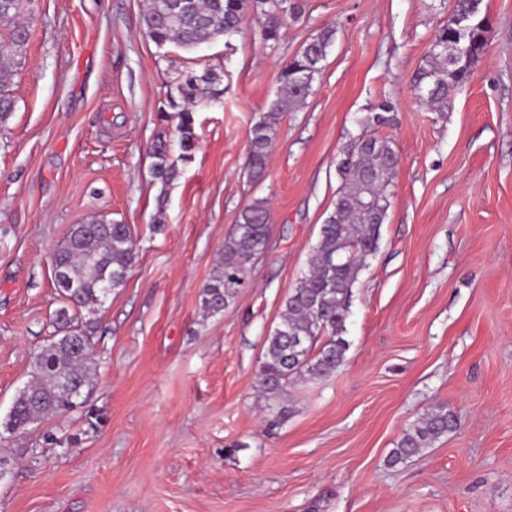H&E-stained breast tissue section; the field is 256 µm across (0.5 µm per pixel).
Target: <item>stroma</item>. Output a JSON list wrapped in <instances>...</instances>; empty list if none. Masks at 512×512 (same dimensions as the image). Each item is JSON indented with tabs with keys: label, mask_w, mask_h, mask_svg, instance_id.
Segmentation results:
<instances>
[{
	"label": "stroma",
	"mask_w": 512,
	"mask_h": 512,
	"mask_svg": "<svg viewBox=\"0 0 512 512\" xmlns=\"http://www.w3.org/2000/svg\"><path fill=\"white\" fill-rule=\"evenodd\" d=\"M452 5L306 0L278 41L250 20L196 52L145 36L147 0H35L0 125V419L55 333L49 254L93 216L130 225L138 250L124 287L80 318L99 424L78 410L0 436V512H512V0H482L485 53L432 112L411 80ZM327 24L313 90L251 180L250 130L278 72ZM209 66L224 94L197 109L193 158L162 186L147 150L161 137L179 155L169 99L180 72ZM382 106L377 134L400 165L352 290L346 362L289 384L269 426L265 339L333 209L341 150ZM256 198L269 249L229 308L204 315L202 286ZM439 405L456 430L387 466Z\"/></svg>",
	"instance_id": "35a3bbf8"
}]
</instances>
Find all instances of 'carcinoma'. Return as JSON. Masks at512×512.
<instances>
[{
	"label": "carcinoma",
	"mask_w": 512,
	"mask_h": 512,
	"mask_svg": "<svg viewBox=\"0 0 512 512\" xmlns=\"http://www.w3.org/2000/svg\"><path fill=\"white\" fill-rule=\"evenodd\" d=\"M32 2L0 0V29L6 31V37L0 38L1 124L15 109L8 77L30 38L29 26L22 18ZM303 13L302 0H149L142 23L145 35L157 47L194 50L202 41L239 32L251 15L259 18L264 39L277 41L287 21L296 22ZM460 15L469 16L468 30L460 34L450 23L439 28L424 65L412 79L417 98L433 112L447 111L448 95L472 80L487 45V19L473 9L472 0H453L448 19ZM334 35L333 27L322 28L279 72V93L250 131L251 176L259 178L264 173L280 115L295 111L309 96ZM458 37L465 50L450 61L436 42ZM221 81L214 68L200 72L189 68L180 74L176 86L183 103L177 113L179 160H191L196 145L195 110L205 100L224 93ZM385 112L382 107L368 113L361 121L363 132L341 151L336 164L341 187L334 208L320 227L307 272L285 302L281 322L265 339L259 385L267 408L277 411L278 419L283 415L279 401L290 381L329 377L346 361L348 343L343 333L352 289L367 259L378 250L395 173L388 165L396 155L394 148L389 140L374 133L390 122ZM150 156L152 174L162 186L177 178L178 159H172L167 141L157 139ZM270 220L267 200L255 199L244 207L238 224L224 241L216 269L202 287L206 313L224 312L238 290L246 287L252 260L267 249ZM67 242V247L53 252L55 264L65 275L56 285L62 298L54 314L57 334L34 356L31 380L17 391L3 420L14 434L82 407V397L96 379V363L88 337L74 326L75 320L82 310L91 311L102 304L103 287L112 291L122 287L135 261L137 239L128 224L93 217L74 225ZM456 427L455 416L445 407L426 413L404 431L389 452L387 465L399 467Z\"/></svg>",
	"instance_id": "1"
}]
</instances>
